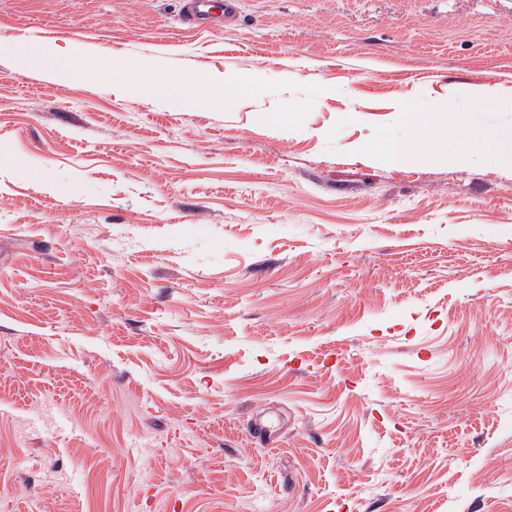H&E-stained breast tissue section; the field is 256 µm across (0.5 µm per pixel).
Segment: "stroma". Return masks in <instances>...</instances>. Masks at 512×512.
Returning a JSON list of instances; mask_svg holds the SVG:
<instances>
[{
	"mask_svg": "<svg viewBox=\"0 0 512 512\" xmlns=\"http://www.w3.org/2000/svg\"><path fill=\"white\" fill-rule=\"evenodd\" d=\"M30 38L95 55L0 52L11 512H512V0H0ZM408 110L440 157L382 159ZM236 0H182L180 11L183 18L194 24H224L236 12ZM15 53L25 63L30 60L41 61L77 81L84 78L86 74L81 69V65L92 57L91 48L75 42L60 47L52 42L31 40L25 46L16 49ZM112 76V83L128 94L149 102L181 101L187 104L224 106V101L241 92L240 82L226 74L204 78L177 77L169 74L154 58L129 62L115 59L99 72Z\"/></svg>",
	"mask_w": 512,
	"mask_h": 512,
	"instance_id": "1",
	"label": "stroma"
}]
</instances>
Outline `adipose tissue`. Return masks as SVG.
Returning <instances> with one entry per match:
<instances>
[{
	"label": "adipose tissue",
	"mask_w": 512,
	"mask_h": 512,
	"mask_svg": "<svg viewBox=\"0 0 512 512\" xmlns=\"http://www.w3.org/2000/svg\"><path fill=\"white\" fill-rule=\"evenodd\" d=\"M22 61L38 60L64 72L71 79L84 78L83 63L91 58V48L80 43L58 46L52 42L29 41L19 47ZM113 84L128 94L149 102L181 101L187 104L220 106L236 97L240 83L236 78L215 74L204 78L177 77L169 74L162 64L152 58L134 62L115 59L101 70Z\"/></svg>",
	"instance_id": "ef3b65f1"
}]
</instances>
